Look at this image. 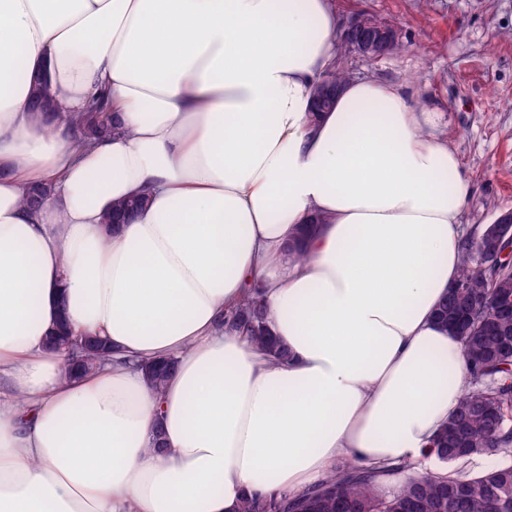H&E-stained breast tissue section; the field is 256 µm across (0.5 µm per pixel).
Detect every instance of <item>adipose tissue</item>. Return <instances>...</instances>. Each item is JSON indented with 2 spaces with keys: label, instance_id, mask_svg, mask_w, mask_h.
<instances>
[{
  "label": "adipose tissue",
  "instance_id": "1",
  "mask_svg": "<svg viewBox=\"0 0 512 512\" xmlns=\"http://www.w3.org/2000/svg\"><path fill=\"white\" fill-rule=\"evenodd\" d=\"M340 26L331 0H0V512H238L429 455L469 386L435 311L471 185L397 86L346 80L310 119ZM103 89L121 128L75 145ZM255 287L286 362L224 323ZM63 314L112 345L72 382ZM165 358L158 393L136 364Z\"/></svg>",
  "mask_w": 512,
  "mask_h": 512
}]
</instances>
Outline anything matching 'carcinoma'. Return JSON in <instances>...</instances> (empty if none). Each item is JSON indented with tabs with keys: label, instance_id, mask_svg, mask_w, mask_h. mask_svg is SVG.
I'll use <instances>...</instances> for the list:
<instances>
[{
	"label": "carcinoma",
	"instance_id": "cac0c4a2",
	"mask_svg": "<svg viewBox=\"0 0 512 512\" xmlns=\"http://www.w3.org/2000/svg\"><path fill=\"white\" fill-rule=\"evenodd\" d=\"M77 143L110 135L116 129L104 99L76 120ZM144 205L138 197L112 206L105 224ZM318 225L296 228L292 249L304 258L303 243ZM489 225L461 240L462 268L457 287L449 290L437 319L459 337L471 389L435 437L432 455L443 464L466 462L474 455L502 457V461L476 474L448 481L436 473L400 464L389 468L404 479L392 489L378 486L377 475L354 461L338 474L327 477L316 489L294 498L288 493L248 496L240 512H271L278 501L293 512H512V259L490 264L481 259L487 249ZM225 324L251 336L265 348L270 360H288V348L272 335L262 299L250 292ZM63 357V378L76 369L88 371L112 353L106 342L87 336L70 343L55 340ZM147 383L163 392L172 366L162 369L146 361L140 364Z\"/></svg>",
	"mask_w": 512,
	"mask_h": 512
}]
</instances>
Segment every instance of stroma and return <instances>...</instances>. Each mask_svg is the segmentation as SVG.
I'll use <instances>...</instances> for the list:
<instances>
[{
	"mask_svg": "<svg viewBox=\"0 0 512 512\" xmlns=\"http://www.w3.org/2000/svg\"><path fill=\"white\" fill-rule=\"evenodd\" d=\"M342 22L368 12L396 28L399 53L338 60L352 78L408 89L446 138L473 192L459 222L475 235L512 209V0H332Z\"/></svg>",
	"mask_w": 512,
	"mask_h": 512,
	"instance_id": "35a3bbf8",
	"label": "stroma"
}]
</instances>
